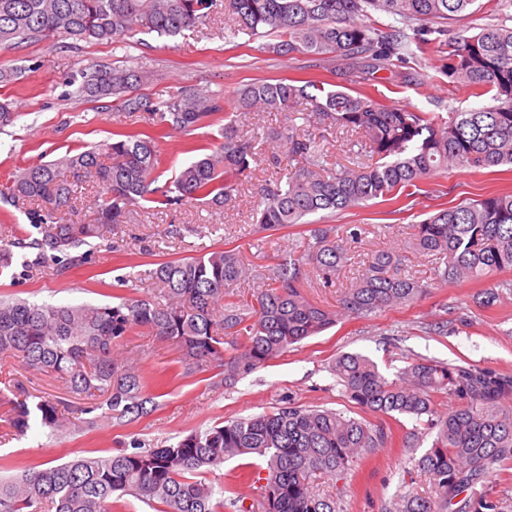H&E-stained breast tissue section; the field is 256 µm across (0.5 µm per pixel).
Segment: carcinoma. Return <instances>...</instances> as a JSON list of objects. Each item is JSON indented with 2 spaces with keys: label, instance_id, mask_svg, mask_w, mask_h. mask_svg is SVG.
I'll list each match as a JSON object with an SVG mask.
<instances>
[{
  "label": "carcinoma",
  "instance_id": "obj_1",
  "mask_svg": "<svg viewBox=\"0 0 512 512\" xmlns=\"http://www.w3.org/2000/svg\"><path fill=\"white\" fill-rule=\"evenodd\" d=\"M476 0H230L237 27L254 36L277 34L270 45L282 53L331 55L376 72L415 57L414 48L436 34L448 41L444 72L454 87L472 96L491 94L492 104L448 113L435 123L430 114L386 106L369 95L327 91L295 80H260L247 85L233 110L255 107L283 112L299 102L308 111L288 115L271 132L288 156L304 161L293 175L266 181L254 202L259 228L278 230L318 213L344 212L396 192L450 167L493 170L512 164V25L503 18L471 35L448 22ZM213 0H0V46L37 37L115 40L139 32L174 37L206 24ZM377 14L396 27L372 19ZM153 77L143 66L90 67L81 71L80 91L93 98L113 96L130 112H144L155 127L191 131L223 111L217 94L185 89L166 100L132 96L130 89ZM316 93H311L308 88ZM304 123L297 124L296 117ZM352 131L363 139L349 165L327 169L319 127ZM111 162L102 161V157ZM160 163L157 137L117 133L112 141L67 153L17 171L3 190L16 205L35 203L36 236H22L0 247V273L17 262L13 249H34L35 261L68 256L69 264L88 263L73 251L92 238L105 239L125 223L141 201L187 204L205 200L220 206L238 189L251 165L273 168L258 135L239 134L224 124V141L183 167L175 176L176 195L154 187ZM101 185L104 197L93 224L64 223L58 214L74 212L78 187ZM409 248L435 255L442 283L477 281L512 269V191L490 193L472 202L439 208L411 225ZM306 256L290 257L268 269L267 287L254 299L230 298L229 289L247 278L233 248L163 261L149 272V296L121 298L112 305L53 306L0 299V355L63 380L64 397L36 396L17 385L9 419L24 434L30 422L60 429L71 420L101 412L132 423L157 407L139 370L114 357V349L135 328L170 343L188 364L218 370L227 386L285 354L302 340L333 326L342 317L360 318L418 300L427 286L397 272L400 258L376 251L336 311L306 299L301 282L306 262L325 283L336 280L347 261L344 241L329 225L311 229ZM243 336L241 345L232 337ZM330 371L361 410L380 417L413 418L436 431L418 460L437 497L403 496L401 512H482L487 501L463 497L494 465L512 460V375L474 366L421 358L390 379L376 362L342 354ZM448 394L459 404L435 416L434 396ZM393 440L382 425L333 409L291 402L277 410L219 423L156 448L137 441L116 454L84 455L31 467L0 479V512H115L118 499L132 496L157 512H253L244 499L224 495L204 481L227 458H260L264 467L248 471L260 512H337L341 492L321 493L310 483L321 473L342 479L366 452Z\"/></svg>",
  "mask_w": 512,
  "mask_h": 512
}]
</instances>
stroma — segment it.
Returning a JSON list of instances; mask_svg holds the SVG:
<instances>
[{"mask_svg": "<svg viewBox=\"0 0 512 512\" xmlns=\"http://www.w3.org/2000/svg\"><path fill=\"white\" fill-rule=\"evenodd\" d=\"M228 4L229 0H218L208 25L175 37L140 33L109 42L43 37L1 49L0 67L14 69L16 78L0 84V103H9L17 118L0 129V189L19 169L111 141L118 131H150L143 113L124 110L115 98L79 96L80 71L91 65L139 62L154 71L155 78L137 87V94L160 99L195 88L222 94L230 102L246 84L288 78L316 80L328 90L369 94L386 105L435 113L443 121L449 112L478 103L469 90L449 86L443 72L448 48L443 42H428L417 51L412 66L421 79L406 85L389 71L366 75L326 55L268 52L262 37L242 33L226 41L224 29L233 23ZM224 124L218 114L193 131L162 130L159 184H170L202 149L220 142ZM271 172L263 165L240 177L237 194L221 207L199 203L160 208L139 203L131 207L125 223L114 225L109 239L91 242L90 264L67 268L50 262L1 276L0 298L50 305L109 304L118 297L149 294L152 285L144 273L156 262L227 246L238 251L246 268L258 272L288 254H303L309 225L262 231L252 217L253 196ZM498 190L512 191V172L483 174L453 168L444 176L421 181L413 195L401 193L396 199L373 200L345 213L316 215L317 223L335 226L339 236H348L350 228L357 227L361 237L349 243L350 261L333 285L323 286L316 279L303 283L302 293L314 304L338 309L344 291L378 249L395 251L405 271L431 290L404 308L343 318L241 378L231 389L215 383L211 373L188 371L173 346L141 329L126 336L117 352L119 358L136 363L149 391L160 394L157 409L136 422L102 416L94 423L79 422L60 431L35 423L18 436L5 423L15 395L0 383V477L50 461L115 453L135 439L147 445L175 442L220 422L274 411L287 400L362 417V410L342 394L329 371L343 353L370 357L390 377L409 357L512 374V290H502L493 307H480L477 296L485 291V284L434 285L435 258L407 247L409 225L437 208ZM392 429V444L369 452L359 469L340 481L314 475V487L327 493L341 491L342 512H391L408 481L419 495L432 496L430 479L420 472L417 461L430 448L434 431L407 417L393 423ZM476 493L492 502V512H512V461L490 473Z\"/></svg>", "mask_w": 512, "mask_h": 512, "instance_id": "35a3bbf8", "label": "stroma"}]
</instances>
